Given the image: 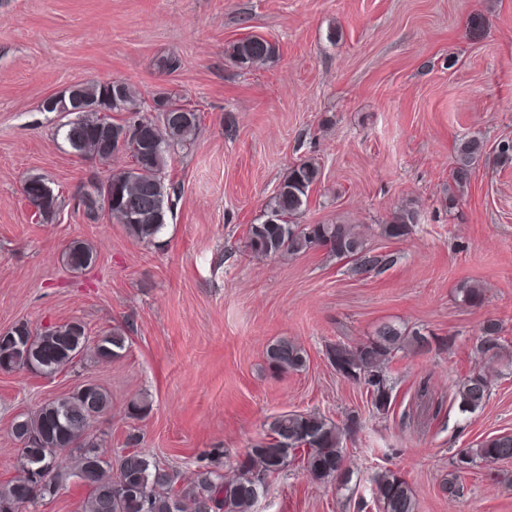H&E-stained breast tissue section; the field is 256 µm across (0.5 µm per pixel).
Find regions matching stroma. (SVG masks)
<instances>
[{
  "mask_svg": "<svg viewBox=\"0 0 512 512\" xmlns=\"http://www.w3.org/2000/svg\"><path fill=\"white\" fill-rule=\"evenodd\" d=\"M247 36L274 44L275 56L236 66L225 50ZM168 55L178 69L158 68ZM113 79L201 111L193 146L168 167L179 197L149 245L75 206L87 179L128 158L74 154L57 134L62 113L44 108L74 85ZM471 136L490 151L512 140V0H0V328L76 319L89 336L119 326L130 339L120 360L53 378L0 371V484L18 470L15 417L93 383L112 398L96 422L109 454L134 434L185 478L215 452L230 472L279 414L358 418L345 441L352 491L295 465L256 512H357L386 470L409 482L416 512H512V460L465 474L462 496L442 489L458 449L512 435V374L473 352L489 320L512 352V166L478 164L448 205L455 150ZM304 159L321 178L299 223L354 225L393 266L356 274L320 247L245 252L248 226ZM37 176L61 195L49 223L22 194ZM403 206L417 213L411 234L386 239L380 224ZM75 240L97 252L79 272L62 262ZM464 281L481 289L479 302H460ZM384 322L451 347L400 352L395 404L378 415L325 346L358 343ZM282 336L305 350L302 372L268 370L266 349ZM478 371L491 397L460 413L455 387ZM137 399L150 404L141 418L129 413Z\"/></svg>",
  "mask_w": 512,
  "mask_h": 512,
  "instance_id": "stroma-1",
  "label": "stroma"
}]
</instances>
